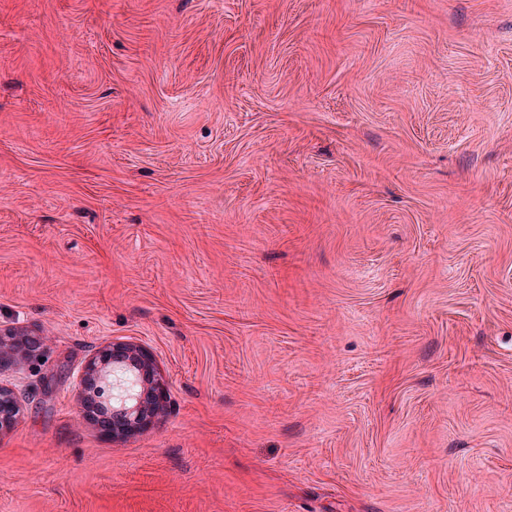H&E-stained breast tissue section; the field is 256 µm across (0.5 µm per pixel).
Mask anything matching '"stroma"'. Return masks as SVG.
Segmentation results:
<instances>
[{"mask_svg":"<svg viewBox=\"0 0 512 512\" xmlns=\"http://www.w3.org/2000/svg\"><path fill=\"white\" fill-rule=\"evenodd\" d=\"M1 332L0 512H512V0H0ZM129 358H132L134 361H136L137 365L140 367V370L143 371V376H148L151 374L153 377L155 376L153 365L150 363L151 359L145 352L127 344H112V347L100 350L96 356L91 357L86 362L83 370L84 385H86V382L91 380V378L96 379L99 364H109L112 362L115 363ZM117 375L119 378V384L115 387L112 383V377ZM109 395L112 399L113 404L117 405L125 403L128 399L132 400L133 407L130 412H121L126 414L125 417L122 415H116L114 407L112 408V436H126L131 434L143 426L150 423L151 418L154 417L158 402L161 400L167 390V380L164 375L157 371L156 379L153 378L154 386L150 388V391L144 394L140 387V382L137 387L138 390H132L127 388L124 378L118 374L111 375ZM144 395V397L142 396Z\"/></svg>","mask_w":512,"mask_h":512,"instance_id":"obj_1","label":"stroma"}]
</instances>
